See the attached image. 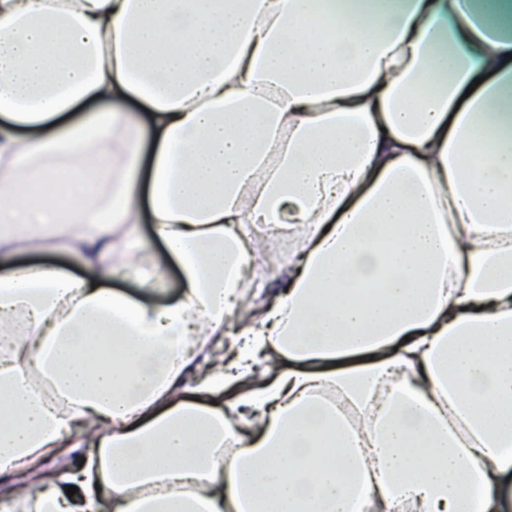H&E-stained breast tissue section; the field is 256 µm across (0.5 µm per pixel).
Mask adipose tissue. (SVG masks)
I'll list each match as a JSON object with an SVG mask.
<instances>
[{"mask_svg": "<svg viewBox=\"0 0 512 512\" xmlns=\"http://www.w3.org/2000/svg\"><path fill=\"white\" fill-rule=\"evenodd\" d=\"M157 242L180 297L112 290ZM0 475V512H504L512 0H0Z\"/></svg>", "mask_w": 512, "mask_h": 512, "instance_id": "obj_1", "label": "adipose tissue"}]
</instances>
